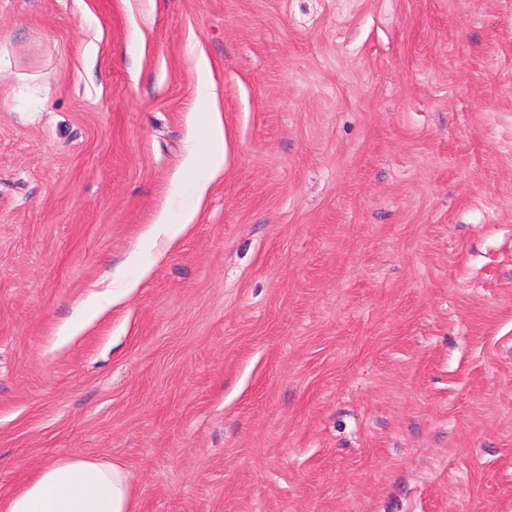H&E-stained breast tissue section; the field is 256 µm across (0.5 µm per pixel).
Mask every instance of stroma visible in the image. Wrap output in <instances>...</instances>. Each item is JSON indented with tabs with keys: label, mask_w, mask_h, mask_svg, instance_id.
Wrapping results in <instances>:
<instances>
[{
	"label": "stroma",
	"mask_w": 512,
	"mask_h": 512,
	"mask_svg": "<svg viewBox=\"0 0 512 512\" xmlns=\"http://www.w3.org/2000/svg\"><path fill=\"white\" fill-rule=\"evenodd\" d=\"M69 457L512 512V0H0V493ZM209 119L210 154H209V179L217 178L224 171L226 159V146L224 140V126L219 113L215 111ZM208 185V182H203L197 186L195 206L184 213L183 221L180 224L175 225V227L165 231V237L167 239V249L174 246L179 237L189 230L193 220L195 219L198 213V210L200 208L201 202L206 193Z\"/></svg>",
	"instance_id": "stroma-1"
}]
</instances>
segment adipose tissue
I'll return each instance as SVG.
<instances>
[{
  "instance_id": "obj_1",
  "label": "adipose tissue",
  "mask_w": 512,
  "mask_h": 512,
  "mask_svg": "<svg viewBox=\"0 0 512 512\" xmlns=\"http://www.w3.org/2000/svg\"><path fill=\"white\" fill-rule=\"evenodd\" d=\"M0 512H132L130 483L116 465L70 458L0 496Z\"/></svg>"
}]
</instances>
